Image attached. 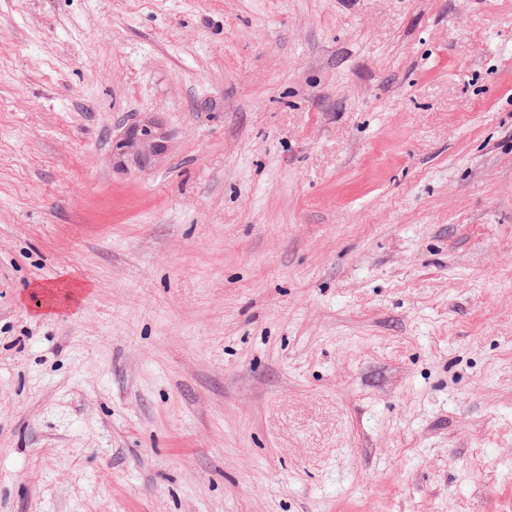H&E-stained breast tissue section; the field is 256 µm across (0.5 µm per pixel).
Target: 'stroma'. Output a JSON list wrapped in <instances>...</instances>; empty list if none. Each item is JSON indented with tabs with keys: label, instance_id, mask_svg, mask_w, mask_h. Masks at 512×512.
Masks as SVG:
<instances>
[{
	"label": "stroma",
	"instance_id": "35a3bbf8",
	"mask_svg": "<svg viewBox=\"0 0 512 512\" xmlns=\"http://www.w3.org/2000/svg\"><path fill=\"white\" fill-rule=\"evenodd\" d=\"M0 512H512V0H0ZM165 139L160 129L151 123L134 125L113 143V154L117 156L120 164L131 159L142 165L165 153Z\"/></svg>",
	"mask_w": 512,
	"mask_h": 512
}]
</instances>
